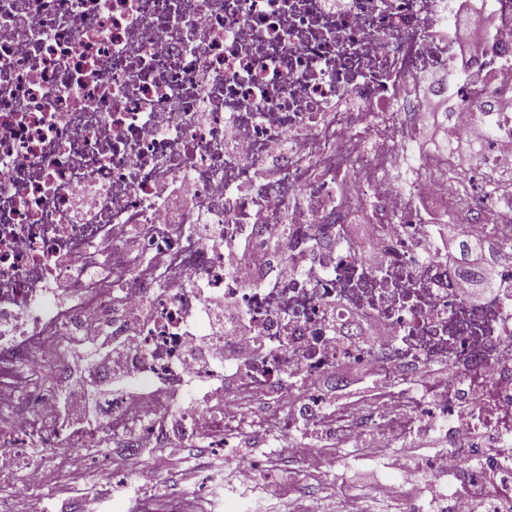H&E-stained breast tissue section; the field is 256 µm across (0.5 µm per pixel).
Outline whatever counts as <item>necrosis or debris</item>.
Wrapping results in <instances>:
<instances>
[{
  "label": "necrosis or debris",
  "instance_id": "necrosis-or-debris-1",
  "mask_svg": "<svg viewBox=\"0 0 512 512\" xmlns=\"http://www.w3.org/2000/svg\"><path fill=\"white\" fill-rule=\"evenodd\" d=\"M460 4L0 0V512H33L42 448L163 451L173 418L215 446L255 423L392 449L433 428L444 447L417 477L447 486L448 512H512V226L478 196L459 220L418 149L445 99L442 140L512 160V0ZM462 20L483 35L463 69ZM164 187L193 197L184 225ZM440 224L488 247L479 300ZM229 309L248 335H211ZM113 344L155 398L67 423L62 355ZM340 364L372 385L331 403ZM258 400L279 415L250 416Z\"/></svg>",
  "mask_w": 512,
  "mask_h": 512
}]
</instances>
